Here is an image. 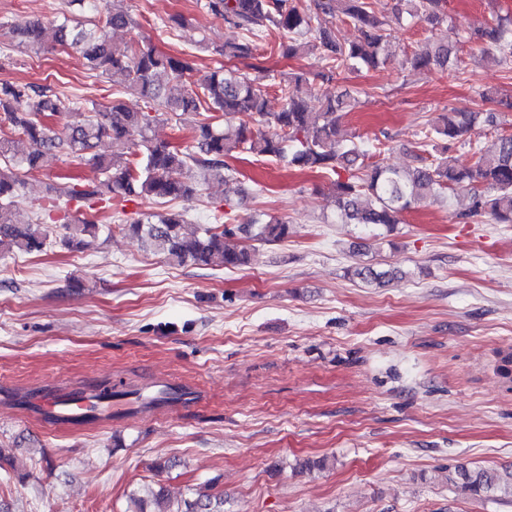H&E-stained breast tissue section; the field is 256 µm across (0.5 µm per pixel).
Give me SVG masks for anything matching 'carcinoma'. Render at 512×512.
<instances>
[{
	"label": "carcinoma",
	"instance_id": "obj_1",
	"mask_svg": "<svg viewBox=\"0 0 512 512\" xmlns=\"http://www.w3.org/2000/svg\"><path fill=\"white\" fill-rule=\"evenodd\" d=\"M323 15L318 25L300 11L293 0H205V8L225 23L240 29L245 37L217 49L228 59L255 57L256 42L277 30L285 40L278 44L282 55L295 57L316 50L321 69L298 72L280 84L285 105L279 112L267 110V102L257 77L234 70L219 69L205 75L193 89L184 82L193 70L182 57L158 54L153 48L131 42L122 51L111 45V34L132 26L130 15L114 8L102 24L86 28L67 17L59 21L32 18L24 24L0 23L18 45L39 53L57 46L71 49L85 58L89 67L107 78H118L127 91L155 103L157 110L191 119L192 141L181 149L150 135L157 117L147 112H131L124 101L112 100L111 111L87 109L89 116L62 132L46 121L63 101L54 88L0 82V124L24 137L30 149L16 161L10 159V140L0 137V251L14 249L41 253L53 234V225L38 222L21 207L23 185L20 170L36 169L45 154L64 152L79 164L93 166L99 178L87 182L54 183L46 192L53 200L80 199L93 207L115 198L140 197L154 203L193 199L208 178L236 180L226 160L242 150L272 157L285 166L336 176L333 182L337 207L343 224H372L388 229L402 223L405 213L438 198L448 191H465L471 200L455 217L468 219L487 215L497 224H512V133L501 135L486 151L473 152L471 162L462 165L448 156L454 141L485 121L494 122L495 113L442 114L441 123L423 133L413 165L397 168L378 160L382 148L366 149L355 137L340 135L339 121L359 100L348 93H334L331 85L345 71L373 69L395 54L391 41L393 24L400 14L379 15L372 0H314ZM406 14L412 21L437 24L444 20L443 0H407ZM353 25L358 38L348 44L336 40V20ZM478 38L495 47L496 61L512 64V18H500L478 33ZM457 40L428 43L415 51L410 63L417 69H446L455 59ZM322 93L319 112L309 110L307 97L312 83ZM224 113V124L215 114ZM107 138L112 154L92 153ZM179 211L143 213L123 225L143 245L162 254L171 265L242 268L250 264L251 253L235 240L241 232L264 244L288 237V221L281 217L253 218L229 228L210 225L202 233L185 228ZM64 245L73 251L88 247L99 234L93 217H82L66 225ZM353 275L383 285L397 275L394 270H377L370 265L354 267ZM448 481L473 494L500 493L512 497V469H471L454 467ZM135 512H224V495L189 490V496L172 500L164 486H146L144 495L133 497Z\"/></svg>",
	"mask_w": 512,
	"mask_h": 512
}]
</instances>
